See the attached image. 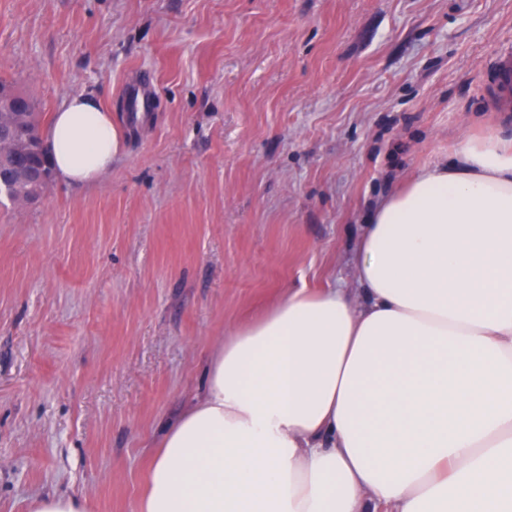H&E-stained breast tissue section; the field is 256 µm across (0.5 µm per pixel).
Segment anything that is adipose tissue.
I'll use <instances>...</instances> for the list:
<instances>
[{"label": "adipose tissue", "mask_w": 512, "mask_h": 512, "mask_svg": "<svg viewBox=\"0 0 512 512\" xmlns=\"http://www.w3.org/2000/svg\"><path fill=\"white\" fill-rule=\"evenodd\" d=\"M45 143L94 181L112 114L72 96ZM354 280L228 331L138 512H512V143L462 141L383 198Z\"/></svg>", "instance_id": "adipose-tissue-1"}]
</instances>
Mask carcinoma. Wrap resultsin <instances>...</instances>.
I'll list each match as a JSON object with an SVG mask.
<instances>
[{"label": "carcinoma", "mask_w": 512, "mask_h": 512, "mask_svg": "<svg viewBox=\"0 0 512 512\" xmlns=\"http://www.w3.org/2000/svg\"><path fill=\"white\" fill-rule=\"evenodd\" d=\"M24 103V110H17L13 104L0 105V126L14 134L13 150L0 159V172L5 174L0 196L11 200L37 197L46 184L31 175L33 169H50V159L39 129V113L33 100L17 95Z\"/></svg>", "instance_id": "carcinoma-1"}]
</instances>
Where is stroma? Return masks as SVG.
<instances>
[{
  "label": "stroma",
  "mask_w": 512,
  "mask_h": 512,
  "mask_svg": "<svg viewBox=\"0 0 512 512\" xmlns=\"http://www.w3.org/2000/svg\"><path fill=\"white\" fill-rule=\"evenodd\" d=\"M507 50L512 0H0V79L44 126L95 97L117 144L95 182L0 198V512H138L227 330L353 287L378 201L512 138ZM495 91L502 107L507 108L512 100V55L504 53L495 65ZM29 512H86L82 501L66 496L43 495L29 504Z\"/></svg>",
  "instance_id": "35a3bbf8"
}]
</instances>
